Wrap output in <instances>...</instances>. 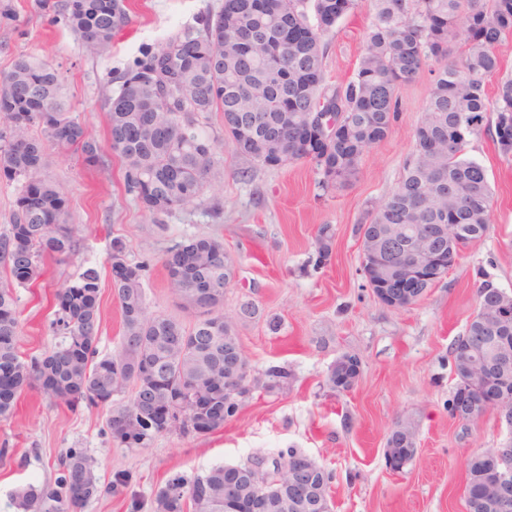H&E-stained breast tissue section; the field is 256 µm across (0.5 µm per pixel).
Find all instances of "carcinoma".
Instances as JSON below:
<instances>
[{"mask_svg": "<svg viewBox=\"0 0 512 512\" xmlns=\"http://www.w3.org/2000/svg\"><path fill=\"white\" fill-rule=\"evenodd\" d=\"M358 0H224L220 10L201 20L169 45L147 51L108 97L106 146L121 160L129 191L152 216L195 203L210 174L214 155L223 144L199 128L198 117L222 113L236 158L268 164L265 154L278 136L288 138L291 160H307L321 174L324 189L350 181L365 151L384 141L400 112L399 85L413 81L432 61L436 65L430 98L414 133L411 159L398 187L377 204L369 223L359 227L367 246L386 224L402 226L403 236L417 240L419 224H461L449 253L480 240L490 223L491 188L485 168L467 157L469 138L494 115L497 143L512 155V78L500 79L494 100L487 80L499 72L496 45L512 35V0H370L371 22L356 73L328 91L320 35L356 8ZM73 32L88 47L104 53L123 22L119 0H68ZM461 43V61L448 60L450 47ZM280 52L278 63L271 60ZM314 112L339 117L336 135L324 139L314 153L295 143L314 136ZM41 128L42 136L32 129ZM77 147L86 162L98 161L99 142L70 116L58 73L35 58L18 59L0 76V170L22 180L12 222L0 236V261L9 278L0 280V417L10 416L16 396L26 387L55 381L44 390L51 399L73 408L81 402L112 404V395L132 386L133 399L110 412L107 428L121 420L126 431L112 439L126 446L146 447L161 435L151 407L181 408L193 422L192 433L205 435L235 417L243 401L220 393L228 372L225 349L241 347L224 315V286L234 278V265L224 244L212 238L182 241L163 260L169 287L180 305L192 313L186 328L178 320L148 312L142 287L144 265L135 274L113 280L121 309L119 351L98 356L100 276L86 268L55 296L70 304L55 310L53 332L62 343L34 361L18 346L19 312L15 286L33 283L47 258L59 263L73 253L68 223V197L63 187L42 174L44 143ZM476 311L463 337L481 336L483 322L494 317L484 302L504 294L487 274L479 273ZM472 371L484 385L497 378L498 350L487 345L476 353ZM157 365L154 381L142 376V363ZM402 461L416 454L415 432L400 421L387 439ZM304 452L288 448L272 461L268 480L256 484L251 475L266 464L256 458L240 467L235 484L224 467L188 478L176 475L154 495L152 512H225L224 502L248 503L258 494L277 497V481L286 476L290 459ZM495 449L482 448L467 461L466 512H498L496 490L488 484L498 470ZM94 461L80 448H69L58 460L53 486L29 484L15 495L18 512H83L93 498L120 495L132 475L116 474L100 485ZM335 472L317 465L313 483L288 507L274 512H322L331 503Z\"/></svg>", "mask_w": 512, "mask_h": 512, "instance_id": "cac0c4a2", "label": "carcinoma"}]
</instances>
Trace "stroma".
Returning <instances> with one entry per match:
<instances>
[{
  "mask_svg": "<svg viewBox=\"0 0 512 512\" xmlns=\"http://www.w3.org/2000/svg\"><path fill=\"white\" fill-rule=\"evenodd\" d=\"M62 2L0 0V74L23 56L48 61L62 77L73 116L102 142L106 99L119 77L143 52L198 30L200 19L217 13L223 0H120L126 23L103 54L75 35ZM369 23V5L360 0L322 35L328 87L354 75ZM433 82L426 68L397 88L400 112L391 133L369 149L345 184L325 191L310 162L245 163L227 146L216 153L199 200L157 219L127 191L122 163L111 151L90 164L76 149L47 145L44 173L67 192L75 251L63 264L45 260L40 277L16 290L23 357H41L59 344L49 329L55 294L90 266L100 274L97 349L103 356L118 351L120 305L109 260L116 239L130 263L145 266L149 312L191 325L193 316L168 288L163 260L174 243L209 237L223 242L234 261L224 311L248 357L254 389L223 429L166 433L145 448L116 443L106 425L110 408L125 405L131 389L115 393L111 406L74 409L39 387L24 389L14 414L0 418V512H16L13 498L21 486L53 485L56 459L69 448L83 449L97 462L100 484H110L119 472L133 476L125 494L92 500L84 512H127L133 496L141 512H151L155 492L173 475L246 465L257 456L271 459L289 447L334 470L333 512H466L468 456L506 443L512 431L492 412L470 423L449 415L456 385L451 346L477 307L479 273L512 293V155L501 154L491 130L471 138L467 152L484 166L492 192L489 229L409 308L388 307L373 294L356 232L397 187ZM325 224L332 239L321 260L316 239ZM248 302L256 314H241ZM345 354L359 358L360 376L352 390L334 393L328 373ZM274 365L286 367L290 377L270 391L265 372ZM398 420L412 423L417 452L395 473L386 465L384 446Z\"/></svg>",
  "mask_w": 512,
  "mask_h": 512,
  "instance_id": "35a3bbf8",
  "label": "stroma"
}]
</instances>
